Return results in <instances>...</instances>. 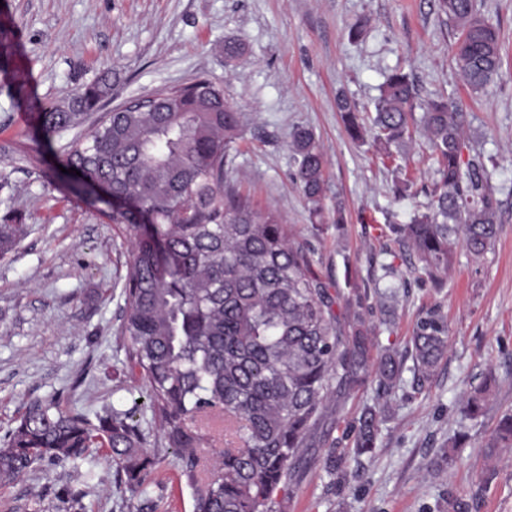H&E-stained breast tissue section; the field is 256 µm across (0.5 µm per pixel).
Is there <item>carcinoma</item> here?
I'll return each mask as SVG.
<instances>
[{
  "label": "carcinoma",
  "mask_w": 512,
  "mask_h": 512,
  "mask_svg": "<svg viewBox=\"0 0 512 512\" xmlns=\"http://www.w3.org/2000/svg\"><path fill=\"white\" fill-rule=\"evenodd\" d=\"M459 30L454 62L474 93L494 82L501 66L498 27L478 12L474 0H437ZM111 90L108 77L78 88L63 106L38 113L42 138L83 123ZM154 106L118 108L101 117L91 134L69 142L58 155L96 181L108 197L127 203L112 210V223L132 232V259L125 277L126 316L121 336L130 366L148 387L152 418L168 447L181 453V477L203 485L194 512H277L284 489L311 429L332 390L374 378L390 394L401 380L404 355L389 345L374 357L375 329L360 314L363 295L354 287L348 319L333 314L341 294L311 269L308 253L288 241L279 215L256 210L226 181L242 137L241 115L224 101V90L206 78L154 93ZM417 97L408 74H390L367 126L356 104L336 96L354 140L369 133L382 158L392 162L400 146L420 131L426 137L434 183L428 203L408 224L390 233L412 245L416 262L409 276L438 280L452 263L453 235L463 234L468 251L481 256L499 236L496 197L480 156L464 158L465 113L451 98ZM295 180L321 213L325 159L306 126L291 134ZM413 370L422 386L448 350V326L432 308L416 323L410 340ZM482 392L468 398L464 416L485 414ZM384 408L375 404L356 418L353 451L377 448ZM209 419L224 420L237 437L233 448L214 447ZM145 433L118 412L93 423L85 414L53 402H32L0 446V481L22 477L37 461H75L94 444L105 445L118 481L141 486L152 461L144 454ZM488 457L512 448V413L502 415L484 444ZM206 450L211 467L200 464ZM345 455L331 448L327 472L350 476Z\"/></svg>",
  "instance_id": "1"
}]
</instances>
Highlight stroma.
I'll return each mask as SVG.
<instances>
[{
    "instance_id": "1",
    "label": "stroma",
    "mask_w": 512,
    "mask_h": 512,
    "mask_svg": "<svg viewBox=\"0 0 512 512\" xmlns=\"http://www.w3.org/2000/svg\"><path fill=\"white\" fill-rule=\"evenodd\" d=\"M500 25V75L479 94L456 70L458 34L437 0H0V224L25 234L0 253V437L34 400H55L90 419L132 413L154 464L144 485H117L104 447L85 459L32 465L0 483V512H193L177 449L167 447L131 372L120 336L122 283L130 254L112 209L76 188L36 130L35 112L62 103L100 76L112 79L111 111L171 85L205 77L223 86L245 128L229 177L254 206L276 209L292 243L312 259L330 289H366V320L380 345L405 348L418 319L439 308L448 352L424 386L405 361L373 456H352L351 421L376 403L375 381L331 393L293 468L282 512H440L448 498L471 512H512V448L486 458L482 443L512 412V0H475ZM360 27L358 38L349 35ZM241 48L226 63L224 47ZM409 72L419 102L454 97L466 114L468 148L494 157L501 201L494 250L477 257L463 242L442 284L406 276L413 250L378 237L409 223L432 189L426 140L407 147L414 180L393 193L391 166L372 142L352 141L336 110L344 93L371 110L385 76ZM311 128L325 158L320 217L293 180L295 126ZM393 263L396 274L381 266ZM486 388V412L462 419L467 397ZM467 436L455 461L431 469L455 434ZM347 450L355 478L334 484L323 465L330 447Z\"/></svg>"
}]
</instances>
